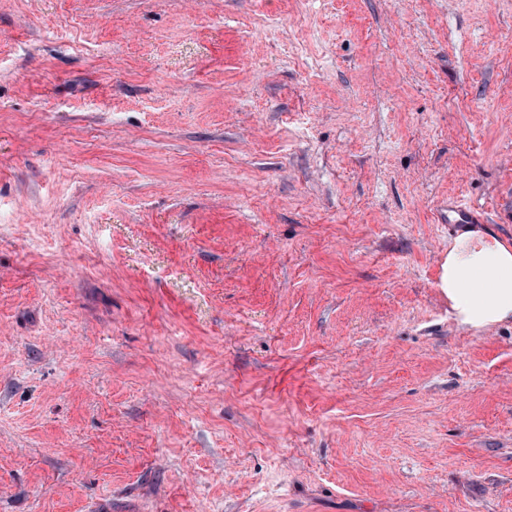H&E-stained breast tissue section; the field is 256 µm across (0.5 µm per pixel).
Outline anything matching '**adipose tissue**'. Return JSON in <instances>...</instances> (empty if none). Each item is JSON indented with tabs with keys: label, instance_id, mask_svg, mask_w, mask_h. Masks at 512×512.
Returning a JSON list of instances; mask_svg holds the SVG:
<instances>
[{
	"label": "adipose tissue",
	"instance_id": "adipose-tissue-1",
	"mask_svg": "<svg viewBox=\"0 0 512 512\" xmlns=\"http://www.w3.org/2000/svg\"><path fill=\"white\" fill-rule=\"evenodd\" d=\"M439 286L463 324L485 327L512 317V248L467 230L449 247Z\"/></svg>",
	"mask_w": 512,
	"mask_h": 512
}]
</instances>
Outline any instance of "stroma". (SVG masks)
<instances>
[{
    "label": "stroma",
    "mask_w": 512,
    "mask_h": 512,
    "mask_svg": "<svg viewBox=\"0 0 512 512\" xmlns=\"http://www.w3.org/2000/svg\"><path fill=\"white\" fill-rule=\"evenodd\" d=\"M512 0H0V512H512ZM439 288L463 324L485 327L512 315V248L491 235L462 231L441 264Z\"/></svg>",
    "instance_id": "1"
}]
</instances>
